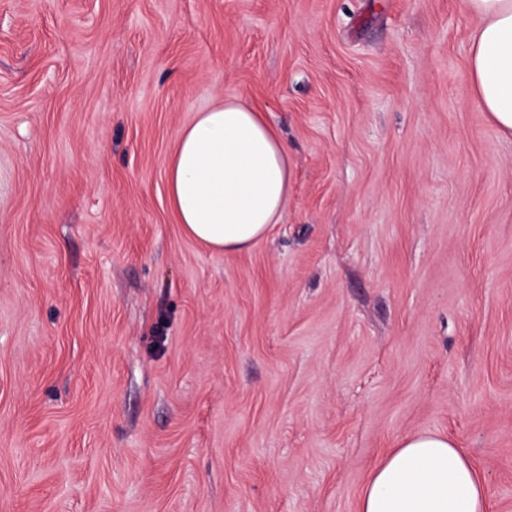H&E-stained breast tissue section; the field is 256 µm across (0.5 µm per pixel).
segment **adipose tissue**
Instances as JSON below:
<instances>
[{"mask_svg": "<svg viewBox=\"0 0 512 512\" xmlns=\"http://www.w3.org/2000/svg\"><path fill=\"white\" fill-rule=\"evenodd\" d=\"M478 24L469 71L476 102L512 135V0H462ZM178 224L216 251H244L288 206V149L263 111L227 98L196 113L164 160ZM358 512H488L485 478L447 436L405 438L370 474Z\"/></svg>", "mask_w": 512, "mask_h": 512, "instance_id": "obj_1", "label": "adipose tissue"}]
</instances>
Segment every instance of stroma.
I'll return each instance as SVG.
<instances>
[{
    "label": "stroma",
    "instance_id": "1",
    "mask_svg": "<svg viewBox=\"0 0 512 512\" xmlns=\"http://www.w3.org/2000/svg\"><path fill=\"white\" fill-rule=\"evenodd\" d=\"M461 0H0V512H358L453 439L512 512V135ZM290 156L243 253L177 224L197 112Z\"/></svg>",
    "mask_w": 512,
    "mask_h": 512
}]
</instances>
